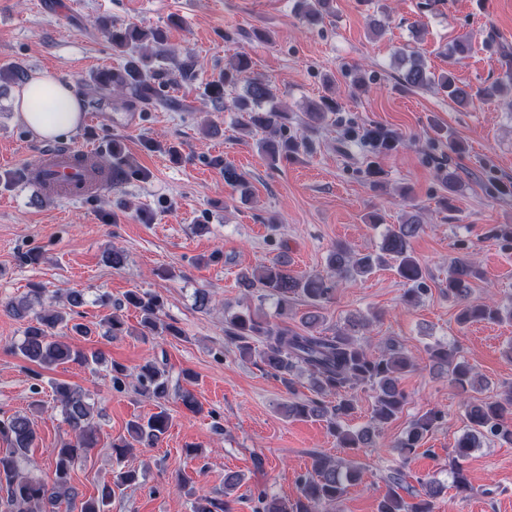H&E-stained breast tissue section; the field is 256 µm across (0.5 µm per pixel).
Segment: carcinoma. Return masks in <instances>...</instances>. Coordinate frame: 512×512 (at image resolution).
I'll use <instances>...</instances> for the list:
<instances>
[{
    "mask_svg": "<svg viewBox=\"0 0 512 512\" xmlns=\"http://www.w3.org/2000/svg\"><path fill=\"white\" fill-rule=\"evenodd\" d=\"M294 10L310 26L323 23L333 13V0H294ZM96 27L109 35L113 49L123 61L119 66L105 70L91 78L90 92L99 97L128 93L148 103L163 101L161 88L189 82L194 78L197 62L187 58L178 61L168 43L166 32L160 28H144L134 23H117L103 17ZM472 51L471 41L463 36L448 43V59H460ZM395 60L402 66L400 85L406 90H426L439 87L448 99L460 108L470 107L474 99L492 101L501 96L503 84L494 81L474 89L459 84L451 73L432 71L425 58L418 52L404 49L395 53ZM28 73L19 66L0 69V83L19 85L26 82ZM244 85V92L231 101L224 99L227 88ZM206 96L217 108L241 112L242 129L252 134H267L260 142L265 158L276 164L298 154L311 144L310 134L324 123L329 114L338 110L332 98L324 97L307 108L306 134L299 138L286 136L290 113L278 102L264 78L253 74L248 55L239 54L224 66L219 77L205 88ZM147 174L132 166L122 145L112 143V188L118 189L133 178L144 179ZM425 224L417 213L409 214L400 224L390 225L382 234L378 249L362 253L339 243L327 258L328 273L297 275L288 261L276 259L249 273L239 276V285L260 297L277 299L278 318L273 323L250 308L228 309L224 312V340L242 357H256L263 369L280 380L290 394L287 413L292 418L322 420L327 423L331 436L339 448L356 450L375 447V438L385 425L397 418L406 403L407 395L400 386L403 375L415 370V361L405 354L402 345L389 339L383 349L373 354L360 341V336L370 325L362 315L351 317L346 325L331 336L317 331L323 321L320 310L330 302L340 283L364 278L377 267L390 265L397 276L412 285L404 295L403 303L411 306L426 292V270L410 250L413 238L424 232ZM483 278L480 267L466 253L450 262L448 269V296L460 307L457 324L464 328L474 322L512 323V307L504 306L493 298H472V282ZM44 290L35 286L25 296L6 305L16 317H30L16 350L26 360L42 368H52L66 363L90 367L99 365L96 352H86L72 345L69 333L87 336L91 330L75 322L72 313L56 310L43 298ZM301 300L310 310L300 318V326L288 325L294 314V304ZM125 304L141 313L139 329L131 331L124 319L112 313L103 319L105 335L179 336L182 330L176 322L167 319L163 298L152 292H131ZM430 367L448 373L450 382L467 396L479 391V375L474 367L458 355L453 344L436 343L426 350ZM307 374L314 392L312 397L296 393V378ZM133 375L113 363L109 382L115 389H122ZM139 391L156 402L157 412L147 418L137 417L127 425L128 438L114 449L123 453L134 445L153 447L169 427L170 416L165 403L176 395L192 412L201 410L193 393L178 389L172 384L169 373L153 361L142 365L134 375ZM358 386L374 392L371 420L367 426L352 429L347 420L357 409L354 390ZM64 421L73 438L52 449L55 459L53 476L45 479L34 474L29 458L36 434L31 419L15 414L0 419V441L7 444L0 452V512H105L112 502V494L136 482V472L123 471L114 476L113 482L104 486L96 497L75 504L77 493L70 482V470L79 458L87 457L97 445L96 427L93 423V405L89 394L79 386L61 382L53 386ZM445 413L434 407L414 420L392 447L407 464L411 455L421 446L424 438L444 419ZM467 431L453 448V465L448 470L450 484L446 487L463 495L472 491L461 461L471 451L480 447L483 440L512 443V390L495 398H473L466 403ZM361 468L355 462L336 460L324 454L313 456L311 470L300 484L299 496L293 501L260 497L262 512H320L321 509L339 504L348 488L361 479ZM388 490L380 499L377 512H433V500L445 486L435 480L421 482L422 492L406 499L405 474L393 471L387 478ZM191 512H230L228 503L200 493L191 502Z\"/></svg>",
    "mask_w": 512,
    "mask_h": 512,
    "instance_id": "obj_1",
    "label": "carcinoma"
}]
</instances>
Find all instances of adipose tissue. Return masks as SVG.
<instances>
[{"instance_id":"1","label":"adipose tissue","mask_w":512,"mask_h":512,"mask_svg":"<svg viewBox=\"0 0 512 512\" xmlns=\"http://www.w3.org/2000/svg\"><path fill=\"white\" fill-rule=\"evenodd\" d=\"M19 119L41 138H57L80 123L79 98L72 84L42 71L31 78L15 99Z\"/></svg>"}]
</instances>
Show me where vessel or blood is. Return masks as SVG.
<instances>
[{"instance_id":"1","label":"vessel or blood","mask_w":512,"mask_h":512,"mask_svg":"<svg viewBox=\"0 0 512 512\" xmlns=\"http://www.w3.org/2000/svg\"><path fill=\"white\" fill-rule=\"evenodd\" d=\"M137 113H113L94 109L86 115L90 125L109 127L112 125L128 128L136 125ZM95 152L87 146L67 145L45 150L36 161L37 166L46 168L47 183L56 193L74 197L88 192H97L107 187L108 179L93 175L84 161L94 158Z\"/></svg>"}]
</instances>
